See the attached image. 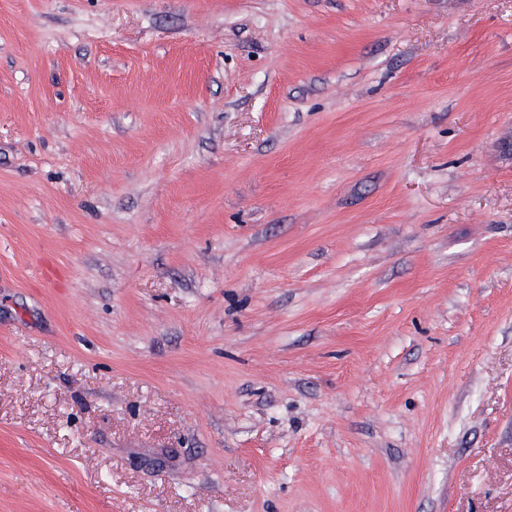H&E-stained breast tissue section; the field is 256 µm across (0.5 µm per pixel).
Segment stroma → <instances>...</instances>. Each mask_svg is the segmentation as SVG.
<instances>
[{
	"label": "stroma",
	"instance_id": "stroma-1",
	"mask_svg": "<svg viewBox=\"0 0 512 512\" xmlns=\"http://www.w3.org/2000/svg\"><path fill=\"white\" fill-rule=\"evenodd\" d=\"M0 512H512V0H0Z\"/></svg>",
	"mask_w": 512,
	"mask_h": 512
}]
</instances>
